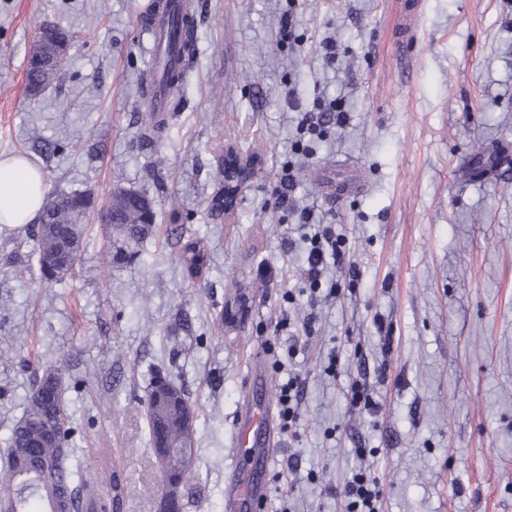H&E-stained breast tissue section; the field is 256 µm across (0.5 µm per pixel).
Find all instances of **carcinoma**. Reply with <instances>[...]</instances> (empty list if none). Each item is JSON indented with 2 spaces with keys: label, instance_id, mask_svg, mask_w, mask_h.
I'll use <instances>...</instances> for the list:
<instances>
[{
  "label": "carcinoma",
  "instance_id": "1",
  "mask_svg": "<svg viewBox=\"0 0 512 512\" xmlns=\"http://www.w3.org/2000/svg\"><path fill=\"white\" fill-rule=\"evenodd\" d=\"M62 46L51 50L53 59L47 68H33L28 73L29 81L47 87L59 79L66 62L70 31L56 28ZM178 65L164 70L163 80L169 92L181 86L190 58L193 54V28L179 32ZM143 105L150 112V126L142 138L159 132L164 120L157 118V95L153 86L141 87ZM77 191H59L46 197L42 203L41 224L37 225L38 265L44 277L61 278L73 272L78 263V252L83 225L79 224L82 207ZM147 196L122 187L112 192L109 202V219L112 231L121 246L115 250L112 260L121 264L139 253L140 244L156 232L153 224L143 221V204ZM207 262L205 249L198 242H188L182 252V264L188 272L202 270ZM176 394L156 404L147 396L150 434H155L157 425L164 426L167 440L176 453L174 462L181 460V452L194 451V430L185 425V416L195 414V409L183 390L172 386ZM75 432L70 424V414L65 402V389L61 374L52 370L43 375L36 389L27 398L21 419L11 429L8 454L15 461L26 463L33 471L32 480L23 483L17 478L14 467L4 466L0 470V494L9 503V512H31L30 503L37 500L41 512H57L60 502L73 490L82 492L84 507L92 510L97 504V494L89 483H81L79 474L70 462H59V449L68 446L69 437Z\"/></svg>",
  "mask_w": 512,
  "mask_h": 512
}]
</instances>
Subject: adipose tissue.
Listing matches in <instances>:
<instances>
[{
	"label": "adipose tissue",
	"instance_id": "adipose-tissue-1",
	"mask_svg": "<svg viewBox=\"0 0 512 512\" xmlns=\"http://www.w3.org/2000/svg\"><path fill=\"white\" fill-rule=\"evenodd\" d=\"M45 191L43 172L28 157L0 156V234L32 223Z\"/></svg>",
	"mask_w": 512,
	"mask_h": 512
}]
</instances>
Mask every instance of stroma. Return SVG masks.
Segmentation results:
<instances>
[{
    "label": "stroma",
    "instance_id": "stroma-1",
    "mask_svg": "<svg viewBox=\"0 0 512 512\" xmlns=\"http://www.w3.org/2000/svg\"><path fill=\"white\" fill-rule=\"evenodd\" d=\"M195 59L151 149L138 89L152 69L147 0H0V155L26 154L48 193L89 191L82 275L41 277L30 228L0 235V451L43 373L59 368L85 477H126L123 512H158L144 402L155 380L197 412L182 512H225L235 423L255 356L269 410L304 382L296 435L280 434L263 512H346L369 470L379 512H512V162L466 170L475 144H512V0H193ZM297 17L285 45L281 17ZM73 34L62 77L37 97L26 69L39 29ZM336 43L335 59L320 45ZM342 104L345 125L307 140L306 112ZM259 161L233 222L212 216L225 145ZM293 161L288 205H269ZM150 197L155 235L108 265L99 209L115 187ZM346 241L355 278L300 323L301 211ZM208 265L190 276L182 241ZM297 292L286 303L287 291ZM244 319L227 322V301ZM290 316L292 328L275 324ZM367 385L378 412L352 409Z\"/></svg>",
    "mask_w": 512,
    "mask_h": 512
}]
</instances>
